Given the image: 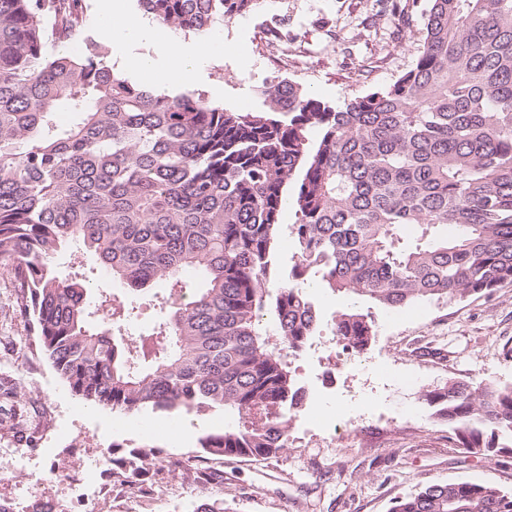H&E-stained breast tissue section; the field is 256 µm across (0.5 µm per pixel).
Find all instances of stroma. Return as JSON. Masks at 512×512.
<instances>
[{"label": "stroma", "instance_id": "obj_1", "mask_svg": "<svg viewBox=\"0 0 512 512\" xmlns=\"http://www.w3.org/2000/svg\"><path fill=\"white\" fill-rule=\"evenodd\" d=\"M429 0H262L253 12L187 43L223 45L195 81L171 94H204L236 112L264 108L262 89L287 78L340 105L393 82L414 62ZM289 45L270 41L272 25ZM364 77L353 80L354 70ZM322 326L287 360L304 395L291 410L289 443L267 460L204 456L200 438L235 427L220 412L123 416L75 396L34 345L8 276L0 274V378L26 396L0 398V501L18 512L40 500L56 512H192L203 493L183 470L203 459L224 472V512H390L431 483L493 484L512 491V447L488 459L464 453L422 394L455 379L512 385V285L489 296L388 309L330 289L311 291ZM377 331L360 354L332 341L350 308ZM414 426H407L404 407ZM24 420L25 433L14 424ZM159 449L147 495L125 490L104 455Z\"/></svg>", "mask_w": 512, "mask_h": 512}]
</instances>
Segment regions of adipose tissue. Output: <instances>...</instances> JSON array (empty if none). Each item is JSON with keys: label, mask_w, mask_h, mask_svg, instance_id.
Wrapping results in <instances>:
<instances>
[{"label": "adipose tissue", "mask_w": 512, "mask_h": 512, "mask_svg": "<svg viewBox=\"0 0 512 512\" xmlns=\"http://www.w3.org/2000/svg\"><path fill=\"white\" fill-rule=\"evenodd\" d=\"M103 10L100 36L104 41L125 45L145 41L150 45L148 52L122 57V65L160 89L194 78L206 57L202 47L186 45L174 36L159 33L153 20L129 13L124 0H105Z\"/></svg>", "instance_id": "adipose-tissue-1"}]
</instances>
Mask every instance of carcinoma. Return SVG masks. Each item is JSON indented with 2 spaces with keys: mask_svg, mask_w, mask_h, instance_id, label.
Returning <instances> with one entry per match:
<instances>
[{
  "mask_svg": "<svg viewBox=\"0 0 512 512\" xmlns=\"http://www.w3.org/2000/svg\"><path fill=\"white\" fill-rule=\"evenodd\" d=\"M136 2L159 26L201 36L260 4ZM71 43L83 48L56 50ZM104 54L84 0H0V270L84 402L118 415L234 413L239 426L205 434L203 451L268 459L287 448V411L302 399L282 351L316 332L310 285L395 309L512 285V0H431L414 65L341 106L283 79L263 90L265 111L233 112L157 95ZM290 185L296 252L282 268ZM63 248L67 276L55 269ZM87 252L124 295L90 300ZM139 298L159 315L135 334ZM265 315L277 344L262 335ZM333 328L354 353L376 335L358 309ZM423 397L469 454L512 439V386L450 380ZM114 463L129 486L151 480L146 454ZM189 473L224 493V471ZM391 512H512V493L432 483Z\"/></svg>",
  "mask_w": 512,
  "mask_h": 512,
  "instance_id": "obj_1",
  "label": "carcinoma"
}]
</instances>
